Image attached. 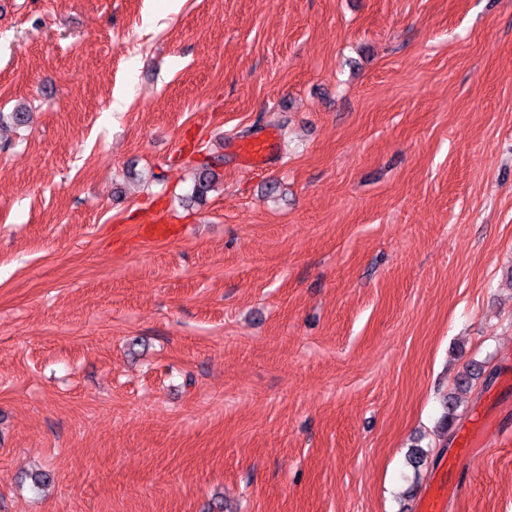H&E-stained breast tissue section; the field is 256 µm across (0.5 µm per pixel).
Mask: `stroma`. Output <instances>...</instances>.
Here are the masks:
<instances>
[{"mask_svg":"<svg viewBox=\"0 0 512 512\" xmlns=\"http://www.w3.org/2000/svg\"><path fill=\"white\" fill-rule=\"evenodd\" d=\"M22 104L0 512H512V0H0ZM273 148L271 136L258 137L234 145L236 156L251 167L267 164ZM214 167L211 163L197 169L192 191L186 198L189 203L201 202L212 190L217 179ZM492 428H498V424L494 419L488 418L480 426L462 431L458 437L460 453L483 447L485 434Z\"/></svg>","mask_w":512,"mask_h":512,"instance_id":"stroma-1","label":"stroma"}]
</instances>
